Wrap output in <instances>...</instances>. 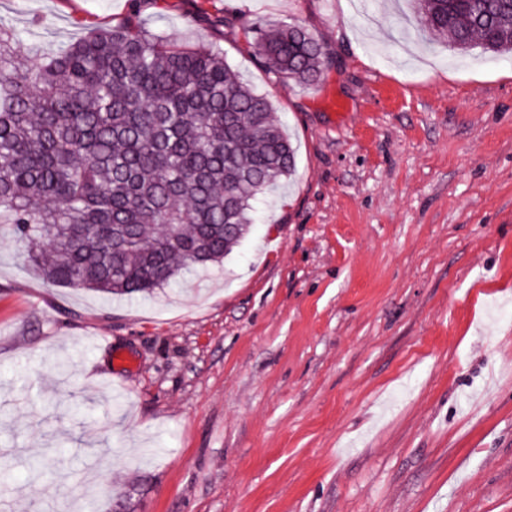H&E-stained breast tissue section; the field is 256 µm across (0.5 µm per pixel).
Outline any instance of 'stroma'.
Wrapping results in <instances>:
<instances>
[{
  "instance_id": "35a3bbf8",
  "label": "stroma",
  "mask_w": 512,
  "mask_h": 512,
  "mask_svg": "<svg viewBox=\"0 0 512 512\" xmlns=\"http://www.w3.org/2000/svg\"><path fill=\"white\" fill-rule=\"evenodd\" d=\"M129 8L0 0V22L25 69ZM140 21L221 48L296 173L223 264L132 302L45 283L0 224V512H512V57L425 41L412 0ZM255 22L332 64L273 81Z\"/></svg>"
}]
</instances>
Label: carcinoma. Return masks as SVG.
I'll return each instance as SVG.
<instances>
[{
    "label": "carcinoma",
    "mask_w": 512,
    "mask_h": 512,
    "mask_svg": "<svg viewBox=\"0 0 512 512\" xmlns=\"http://www.w3.org/2000/svg\"><path fill=\"white\" fill-rule=\"evenodd\" d=\"M420 25L465 53L512 54V0H415ZM122 22L21 71L0 24V223L41 278L133 299L185 268L207 271L248 236L255 203L295 172L271 101L216 46L176 47ZM253 54L277 82L318 81L332 63L299 23L254 26Z\"/></svg>",
    "instance_id": "1"
}]
</instances>
